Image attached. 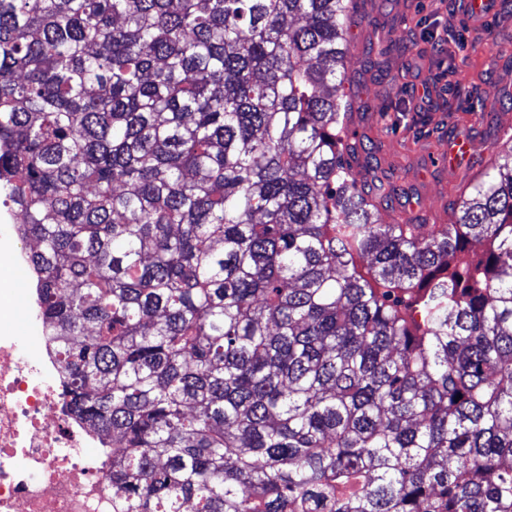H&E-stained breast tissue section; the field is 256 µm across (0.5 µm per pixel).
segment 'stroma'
Listing matches in <instances>:
<instances>
[{
  "label": "stroma",
  "instance_id": "obj_1",
  "mask_svg": "<svg viewBox=\"0 0 512 512\" xmlns=\"http://www.w3.org/2000/svg\"><path fill=\"white\" fill-rule=\"evenodd\" d=\"M344 92L353 104L354 168L362 183L390 184L391 204L411 211L389 224H449L464 180L429 170L449 129L512 127V0L482 29L462 18L460 0H363L352 16Z\"/></svg>",
  "mask_w": 512,
  "mask_h": 512
}]
</instances>
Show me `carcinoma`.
Listing matches in <instances>:
<instances>
[{"label":"carcinoma","instance_id":"carcinoma-1","mask_svg":"<svg viewBox=\"0 0 512 512\" xmlns=\"http://www.w3.org/2000/svg\"><path fill=\"white\" fill-rule=\"evenodd\" d=\"M353 8L0 0V194L116 512H512V145L383 223Z\"/></svg>","mask_w":512,"mask_h":512}]
</instances>
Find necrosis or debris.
I'll return each instance as SVG.
<instances>
[{
	"label": "necrosis or debris",
	"instance_id": "4bbe7bcc",
	"mask_svg": "<svg viewBox=\"0 0 512 512\" xmlns=\"http://www.w3.org/2000/svg\"><path fill=\"white\" fill-rule=\"evenodd\" d=\"M30 268L26 248L0 250V512H112L109 473L88 454L99 438L66 407Z\"/></svg>",
	"mask_w": 512,
	"mask_h": 512
}]
</instances>
